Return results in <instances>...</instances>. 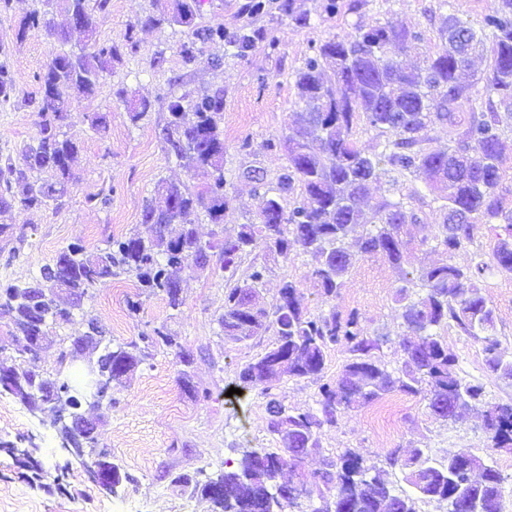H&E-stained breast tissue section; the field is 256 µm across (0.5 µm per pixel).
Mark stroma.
Here are the masks:
<instances>
[{
    "mask_svg": "<svg viewBox=\"0 0 512 512\" xmlns=\"http://www.w3.org/2000/svg\"><path fill=\"white\" fill-rule=\"evenodd\" d=\"M247 0H201L197 23L223 25L224 43L205 46L204 54L222 56L214 68L204 62L187 68L179 45L188 31L179 26L140 28L137 52L126 54L98 87L95 95L74 100L65 128L78 146L72 170L74 179L62 208L26 210L13 203L0 214V224L24 228L26 241L16 254L0 253V291L31 280L63 248L79 244L93 251L104 240L136 231L149 235L143 221L147 200L156 199L159 181L190 182L188 171L167 158L157 126L167 113L169 90L224 93L225 190L231 198L224 215L227 226L254 223L266 191L275 187L288 164L285 139L304 103L298 96L295 74L313 47L333 37L351 33L355 23L390 22L425 32V47L438 41L442 9H449L472 25H480L490 0H340L339 13L327 14L326 0H293L292 12L273 4L264 13L241 16ZM39 0H13L9 14L0 16V53H5L22 100L0 109V160H19V150L37 135V116L24 98L38 90L37 77L47 64L56 40L40 33L18 37L25 13ZM155 8L154 0H109L106 10L94 14L98 40L122 39L129 23ZM258 31L259 39L245 53L232 42L240 28ZM126 86L136 97L152 104L148 118L131 123L127 107L116 100L114 89ZM105 116L107 129L94 131L88 115ZM276 149H269V142ZM111 194L101 206L99 194ZM359 235L351 233L346 247L358 260L345 278L336 299L326 298L312 276L318 259L311 253L288 255L258 248L243 256L237 270L245 278L251 264L268 268L259 301L271 305L282 280L298 281L310 314L329 308L342 314L357 313L373 335L387 336L379 357L387 369L400 366L396 341L404 327L396 293L403 271H415L446 259L443 253L420 243L419 234L407 239L405 261L394 267L378 256L359 255ZM493 234L482 230L475 245L457 249L447 259L460 268L472 266L477 254L491 256ZM133 278L122 276L84 300L83 309L109 332L113 342H126L140 332L165 326L176 336L193 362L188 370L194 385L210 396L196 400L178 381L180 370L173 355L157 352L141 364L129 382L112 390L111 408H86L85 415L98 422V439L117 465L122 482L106 491L89 477L61 447L59 430L50 421L33 416L17 399L0 397V512H212L201 493L175 484L178 474L206 479L223 472L243 450L272 447L267 431L269 395L288 406L318 409L322 384L335 382L350 359L345 346L331 348L320 376L273 382L269 389L254 387L231 394L242 366L263 353L273 340L264 334L246 343L225 339L217 319L224 311V282L214 270L194 271L181 282L183 304L172 310L165 297L143 298L138 312H130ZM483 295L495 312V335L501 352L512 356V274L496 271L480 281ZM449 351L457 370L473 383L483 385L490 402L512 403V382L492 378L485 368L482 341L465 336L456 326L445 329ZM396 429L385 433L367 420L368 406L346 414L334 427H324L319 452L306 457L301 470L313 474L324 462L348 449L376 463L395 493L412 494L400 466L390 465V452L407 457L412 449L425 448L439 460L451 453L478 456L495 466L504 478L503 512H512V449L490 448L483 429V409L462 412L457 421L435 418L422 396L395 391ZM35 449L37 467L6 453L5 444Z\"/></svg>",
    "mask_w": 512,
    "mask_h": 512,
    "instance_id": "1",
    "label": "stroma"
}]
</instances>
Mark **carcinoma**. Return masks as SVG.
Segmentation results:
<instances>
[{"mask_svg": "<svg viewBox=\"0 0 512 512\" xmlns=\"http://www.w3.org/2000/svg\"><path fill=\"white\" fill-rule=\"evenodd\" d=\"M41 2L43 7L22 17L19 35L41 31L62 39L48 18L54 0ZM65 2L73 25L87 33L88 42L77 52H53L37 77L38 91L27 100L39 117L37 136L20 150L22 166L9 157L0 165V208L9 207L8 199L17 194L21 206L30 210L65 203L77 154L76 143L63 131L72 103L94 94L114 64L136 51L137 26L187 28L189 38L179 49L187 67L200 62L199 46L224 41V26L195 23L199 0H172L130 24L123 39L103 42L96 39L93 14L105 10L109 0ZM438 35L440 45L423 53L422 66L414 70L403 66L401 56L420 52L422 32L389 22L357 23L347 37L330 39L315 48L296 75L299 95L309 110L300 113L288 135V166L278 177L276 193L264 201L257 222L236 224L231 230L224 225V211L229 207L220 128L224 91L170 95L159 138L167 156L192 176L204 178V185L198 189L183 182H159L157 192L164 197V207L147 206L143 211L145 223L153 227L150 238L137 233L112 237L93 252L69 246L45 264L38 276L6 289L3 305L17 328L18 339L12 348L16 357H28L23 337L38 328V323H44L43 336L47 337L51 328L74 320L72 310L56 303L55 288L60 282L79 307L99 284L131 276L141 293H161L176 310L182 304L183 276L212 263L226 274L224 312L218 317L224 337L242 343L273 332L272 344L240 369L238 379L243 386L282 376H318L329 348L345 346L351 359L336 384L321 385L318 411L291 408L277 397L269 400L268 411L274 415L267 431L278 447L246 450L236 465L203 483L185 474L174 478L175 483L191 486L207 497L213 512H260L251 495L253 489H273L285 467L296 466L320 449L323 427L337 425L349 410L388 392L422 393L432 415L447 421L455 417V404L485 402L483 386L459 375L448 341L439 333L453 324L463 334L482 340L488 372L512 381V359L499 350L493 337L495 313L478 286L489 269L481 259L467 269L442 261L421 269L415 277L404 273L405 280L420 287L422 294L413 296L407 286L397 293L404 332L398 340L402 365L396 371L388 370L376 356L389 337L370 335L357 314L344 316L333 307L326 314L309 315L305 296L293 280L283 281L271 307L257 305L255 295L266 272L263 266L253 267L242 281L236 279L242 256L260 245L281 255L316 252L320 265L313 277L325 297L335 298L356 262V255L344 247V239L360 224L369 225L361 253L402 267L404 235L423 224L409 205L414 194L369 203L372 186L392 173L414 177L442 201L444 223L435 225L436 246L450 254L474 242L487 225L494 231L496 268L512 273V175L501 164L503 136L508 132L501 113L512 115V0H490L478 30L453 14L445 15ZM476 54L486 60L487 69L468 83L462 75ZM115 97L127 105L131 122L148 116V100L129 97L124 87L115 91ZM17 99L13 72L1 62L0 106ZM188 110L194 114L190 123L184 119ZM361 124L377 131L376 145L367 146L357 137ZM436 125L448 127L446 152L426 147L428 132ZM46 172L48 178L39 177ZM288 196L296 197V202L286 210L282 200ZM201 214L217 227L215 239L208 243L198 237L196 224ZM172 224L179 225L174 235L169 232ZM84 342L81 336L61 338L59 364ZM92 349L98 351L95 368L102 374L90 401L97 408L112 407V387L154 351L166 350L178 363L191 364L162 326L123 343L108 337ZM1 371L8 372L11 383L0 378V394L31 403L50 402L62 436L79 437L90 459L104 454L97 434L83 424L84 398L68 380L57 381L19 364L0 366ZM484 428L493 447L512 445V404L487 403ZM258 452L264 457L261 467L255 459ZM388 460L407 474L418 473L419 480L412 487L419 495L446 500L455 512H503L504 478L476 456H450L443 463L426 449L416 448L403 461L395 454ZM318 480L322 505L312 512H415L414 498L393 494L380 468L350 449L338 462H328L318 472Z\"/></svg>", "mask_w": 512, "mask_h": 512, "instance_id": "obj_1", "label": "carcinoma"}]
</instances>
